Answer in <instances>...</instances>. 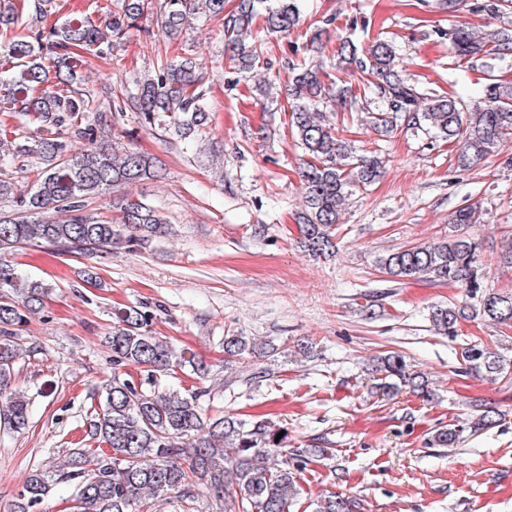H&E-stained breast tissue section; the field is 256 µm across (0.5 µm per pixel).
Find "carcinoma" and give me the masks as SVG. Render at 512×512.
<instances>
[{
  "label": "carcinoma",
  "mask_w": 512,
  "mask_h": 512,
  "mask_svg": "<svg viewBox=\"0 0 512 512\" xmlns=\"http://www.w3.org/2000/svg\"><path fill=\"white\" fill-rule=\"evenodd\" d=\"M55 0H34L26 11L8 5L0 11V28L24 33L0 46V111L30 113L37 126L0 156V170L36 169L25 190L0 178V254L23 245L48 244L70 253L91 254L114 245H146L173 235V227L155 207L129 199L119 223L111 224L87 209V201L116 187L157 177L152 159L139 152L117 151L109 144L112 123L126 111L138 114L140 125L172 131L192 140L211 123L206 99V72L197 58L180 56L154 74L136 78L113 109H92L93 91L76 87L85 54L112 55L117 41L141 29L153 10L152 0H112V12L96 24L87 15L74 16L50 28L44 18L55 12ZM224 19V55L238 63L233 73L250 70L258 55L246 50L245 39L259 16L256 0H237L224 14V0H163L161 27L176 35L196 15ZM300 0H275L263 17L265 27L287 34L300 22ZM456 63L484 57L504 60L512 55V29L499 27L479 37L465 25L448 29ZM336 63L298 62L289 67L288 125L306 159L300 171L302 208L297 213L300 244L315 257L334 253L336 224L346 202L380 180L384 160L378 154L358 155L323 109L335 103L342 112H363L366 122L385 137L399 127L456 148L460 167L468 168L499 152L512 141V84L488 75L477 104L456 94L426 92L402 75L397 48L378 33L363 44L353 34L337 35ZM356 81L365 96L350 93ZM377 106H371L368 94ZM81 140L73 149L64 132ZM483 212L473 203L457 210L453 224H480ZM385 274L396 280L428 277L469 288L479 300L470 309L500 325L512 327V294L480 292L477 244L459 238L420 244L377 259ZM48 286L21 275L0 262V427L19 433L30 419L25 392L13 388L16 361L23 355L17 331L38 314ZM464 308L437 307L431 313L436 330L452 335ZM151 311L128 306L115 313L109 344L112 378L102 386V402L89 422L93 448H74L60 465L42 466L25 480L17 512H33L54 486L71 487L76 512H157L169 494L180 493L195 504L206 499L211 512H292L301 495L299 473L324 448L286 455L283 428L266 421L248 422L222 414L209 416L203 403L212 389L199 386L180 392L161 386L160 379L188 371L204 379L208 369L154 336ZM258 343L245 336L224 337V354L244 358ZM467 370L496 380L512 372V361L484 346L463 348ZM143 374L137 382L125 370ZM376 388L388 396L405 387L428 395L427 380L391 352L376 366ZM470 429L494 423L496 411L477 403ZM462 430L438 429L433 444L452 447ZM353 498L328 494L312 512H361Z\"/></svg>",
  "instance_id": "carcinoma-1"
}]
</instances>
